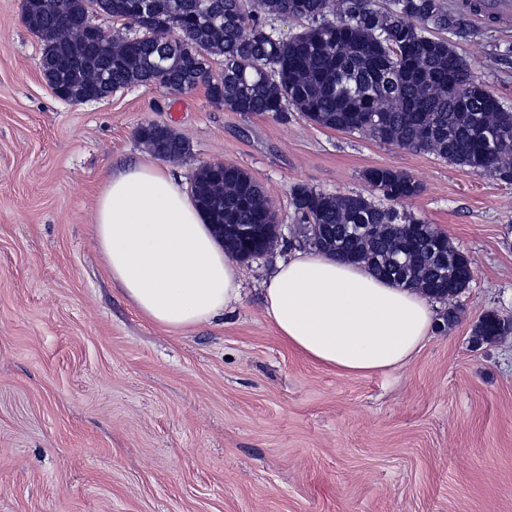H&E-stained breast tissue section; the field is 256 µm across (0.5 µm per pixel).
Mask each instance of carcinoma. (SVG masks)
<instances>
[{"label": "carcinoma", "instance_id": "obj_1", "mask_svg": "<svg viewBox=\"0 0 512 512\" xmlns=\"http://www.w3.org/2000/svg\"><path fill=\"white\" fill-rule=\"evenodd\" d=\"M138 2L23 0L25 23L42 43L41 59L56 94L94 100L107 89L133 84L184 92L203 85L213 103L233 112L278 119L299 112L324 128L432 153L491 176H512V110L485 93L448 41L431 34L456 22L440 0H391L386 10L373 0H154L162 24L105 39L71 35L93 13L127 20ZM282 17L304 25L285 35L272 24ZM212 56L224 58L217 77L209 66ZM389 58H412L419 66L383 67ZM450 74L458 87L448 85ZM477 128L500 137L488 156L473 137ZM138 137L162 160L190 153L188 142L168 127L142 126ZM364 180L366 194L292 188L300 221L329 226L315 248L429 295L441 289L448 300L469 288L471 262L447 234L432 228L435 248L448 260L444 268L420 249L413 229L419 220L376 201L378 195L393 202L412 198L420 184L387 168L365 171ZM193 190L207 223L251 224L259 241L277 239L266 227L272 205L242 169H203ZM511 331V323L487 314L473 338L488 341Z\"/></svg>", "mask_w": 512, "mask_h": 512}]
</instances>
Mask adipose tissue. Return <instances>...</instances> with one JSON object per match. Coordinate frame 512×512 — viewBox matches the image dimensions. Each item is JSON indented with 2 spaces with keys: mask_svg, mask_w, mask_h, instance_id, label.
<instances>
[{
  "mask_svg": "<svg viewBox=\"0 0 512 512\" xmlns=\"http://www.w3.org/2000/svg\"><path fill=\"white\" fill-rule=\"evenodd\" d=\"M94 224L113 282L155 325L181 332L239 303L237 262L168 165L131 161L103 179ZM264 301L284 343L347 377L408 364L437 320L423 292L314 252L280 262Z\"/></svg>",
  "mask_w": 512,
  "mask_h": 512,
  "instance_id": "obj_1",
  "label": "adipose tissue"
}]
</instances>
